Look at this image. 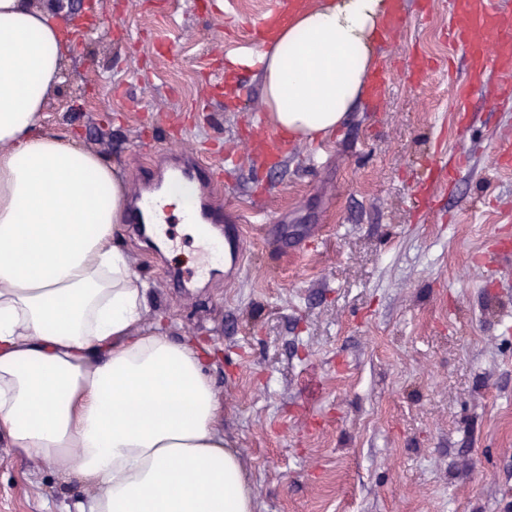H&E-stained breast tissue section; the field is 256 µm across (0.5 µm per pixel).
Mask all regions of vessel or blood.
I'll use <instances>...</instances> for the list:
<instances>
[{
	"mask_svg": "<svg viewBox=\"0 0 512 512\" xmlns=\"http://www.w3.org/2000/svg\"><path fill=\"white\" fill-rule=\"evenodd\" d=\"M304 0H269L266 13L252 27L255 36L266 37ZM448 39L454 50L469 57L470 73L458 97L457 111H466L471 91L493 85L498 107L512 108V0H448ZM171 180L197 187L200 196L189 216L194 224H220L227 243L239 242L240 217H228L215 201L216 167L197 157H175L169 161ZM154 170H146L129 210L133 224L168 221L167 209L157 192Z\"/></svg>",
	"mask_w": 512,
	"mask_h": 512,
	"instance_id": "vessel-or-blood-1",
	"label": "vessel or blood"
}]
</instances>
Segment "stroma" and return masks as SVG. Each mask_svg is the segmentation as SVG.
I'll use <instances>...</instances> for the list:
<instances>
[{
    "mask_svg": "<svg viewBox=\"0 0 512 512\" xmlns=\"http://www.w3.org/2000/svg\"><path fill=\"white\" fill-rule=\"evenodd\" d=\"M405 2L378 47L385 98L362 97L323 141L290 142L265 174L247 136L265 124L260 77L212 84L250 45L266 0L204 12L194 0H67L86 36L45 104V132L133 189L146 167L217 133L239 157L219 195L245 218L232 279L175 287L198 246L177 219L170 238L126 226L120 244L152 286L146 328L214 350L206 374L257 512H512V262L480 264L512 240V169L494 149L512 140V111L479 89L457 123L468 62L448 46V0L424 15ZM417 56L430 63L419 78ZM445 158L450 182L420 208L425 165ZM92 493L0 442V512H75Z\"/></svg>",
    "mask_w": 512,
    "mask_h": 512,
    "instance_id": "1",
    "label": "stroma"
}]
</instances>
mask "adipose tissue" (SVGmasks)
Returning a JSON list of instances; mask_svg holds the SVG:
<instances>
[{
    "instance_id": "ef3b65f1",
    "label": "adipose tissue",
    "mask_w": 512,
    "mask_h": 512,
    "mask_svg": "<svg viewBox=\"0 0 512 512\" xmlns=\"http://www.w3.org/2000/svg\"><path fill=\"white\" fill-rule=\"evenodd\" d=\"M59 7L0 0V440L95 493L77 512H255L224 441L208 350L145 329L149 283L119 245L126 187L44 132L69 47ZM385 0H318L247 62L270 125L331 135L366 87Z\"/></svg>"
}]
</instances>
